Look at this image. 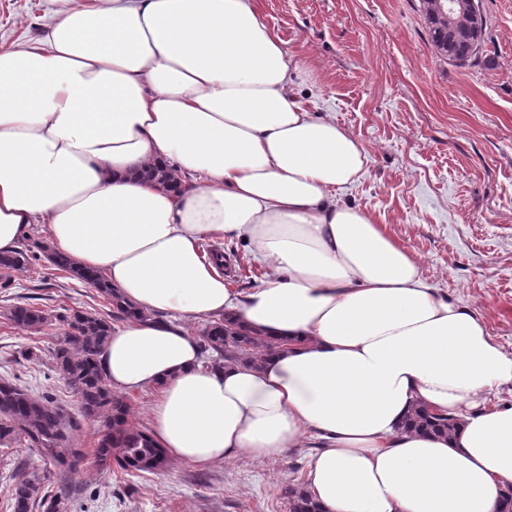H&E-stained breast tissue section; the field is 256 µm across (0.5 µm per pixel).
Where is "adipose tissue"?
Listing matches in <instances>:
<instances>
[{
	"mask_svg": "<svg viewBox=\"0 0 512 512\" xmlns=\"http://www.w3.org/2000/svg\"><path fill=\"white\" fill-rule=\"evenodd\" d=\"M304 64L256 0H84L42 44L0 52V253L45 225L57 251L153 321L113 327V390L154 388L169 457L209 467L310 448L321 512H498L512 482V356L342 202L366 171L352 131L313 114ZM163 164L184 183L143 178ZM245 240L266 274L233 287L202 245ZM232 317L288 347L215 367L188 322ZM458 421L402 431L415 406Z\"/></svg>",
	"mask_w": 512,
	"mask_h": 512,
	"instance_id": "1",
	"label": "adipose tissue"
}]
</instances>
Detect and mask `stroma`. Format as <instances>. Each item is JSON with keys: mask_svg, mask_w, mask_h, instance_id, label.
<instances>
[{"mask_svg": "<svg viewBox=\"0 0 512 512\" xmlns=\"http://www.w3.org/2000/svg\"><path fill=\"white\" fill-rule=\"evenodd\" d=\"M55 0H0V50L36 42ZM262 18L307 68L312 109L352 131L368 154L365 175L343 200L370 211L416 254L424 276L470 306L512 355V0H483L478 62L459 68L433 48L419 0H258ZM49 310L99 312L90 285L44 268L17 272L7 299ZM63 328L21 330L0 318V378L51 392L70 413L72 389L49 358ZM101 424L80 420L74 468H49V494L67 491L70 512H289L284 489L303 483L307 449L276 461L237 458L207 468L170 463L158 474L103 472L94 451ZM40 467L24 441L0 449V512L17 469Z\"/></svg>", "mask_w": 512, "mask_h": 512, "instance_id": "obj_1", "label": "stroma"}]
</instances>
